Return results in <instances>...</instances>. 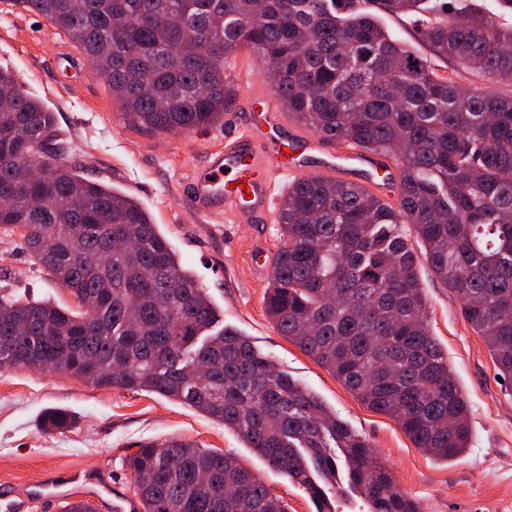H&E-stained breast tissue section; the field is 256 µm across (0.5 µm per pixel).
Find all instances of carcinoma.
Wrapping results in <instances>:
<instances>
[{"mask_svg":"<svg viewBox=\"0 0 512 512\" xmlns=\"http://www.w3.org/2000/svg\"><path fill=\"white\" fill-rule=\"evenodd\" d=\"M64 33L129 119L219 123L226 60L251 49L283 107L322 140L393 160L398 205L301 176L283 195L265 309L277 332L440 461L468 448L469 404L431 336L424 260L512 380V95L463 86L391 38L373 9L422 19L434 54L512 85V28L442 0H12ZM181 25L168 26V14ZM54 113L0 68V232L92 308L0 289V370L156 393L222 423L333 512L344 461L367 512H420L370 442L218 322L206 288L132 195L62 158ZM73 423L48 409L47 430ZM144 512H287L232 454L173 441L128 460Z\"/></svg>","mask_w":512,"mask_h":512,"instance_id":"cac0c4a2","label":"carcinoma"}]
</instances>
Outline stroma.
Returning <instances> with one entry per match:
<instances>
[{
    "label": "stroma",
    "mask_w": 512,
    "mask_h": 512,
    "mask_svg": "<svg viewBox=\"0 0 512 512\" xmlns=\"http://www.w3.org/2000/svg\"><path fill=\"white\" fill-rule=\"evenodd\" d=\"M384 28L426 58L437 73L484 86L477 73L437 56L411 16H381ZM0 65L15 70L27 91L54 112L63 157L84 176L111 181L150 212L154 223L213 297L223 326L248 336L256 350L299 379L349 426L366 437L399 489L422 512H512V382L498 381L482 339L461 317L455 298L427 265L418 275L428 297L429 328L466 393L471 439L466 452L439 463L415 448L398 424L361 404L342 383L280 336L266 315L264 294L279 248L276 213L264 223L240 221L232 209L202 212L187 200L191 179L226 137L242 131L253 111L282 106L267 65L242 49L229 61L236 89L218 125L159 133L133 124L80 50L34 12L0 0ZM73 304L70 292L33 264L20 235L0 234V289ZM62 407L77 419L63 432L39 426L45 409ZM183 440L242 458L288 512H314L302 488L273 471L223 425L154 393L94 387L63 374L19 369L0 374V491L24 494L48 475L85 471L111 481L115 495L135 500L126 466L142 445Z\"/></svg>",
    "instance_id": "1"
}]
</instances>
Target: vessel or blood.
<instances>
[{
  "mask_svg": "<svg viewBox=\"0 0 512 512\" xmlns=\"http://www.w3.org/2000/svg\"><path fill=\"white\" fill-rule=\"evenodd\" d=\"M292 150H314L319 143L302 136L289 143L268 139L260 127H247L245 133L225 142L223 149L211 153L203 173L191 183L190 204L201 211L234 207L237 214L249 219L266 214L272 205V178L299 174L300 167L283 154V146ZM323 166L329 170H358L371 181L391 182L396 177L392 167L357 149L325 152ZM64 493L53 480L36 484L29 496L6 499L0 512H26L31 500L50 506Z\"/></svg>",
  "mask_w": 512,
  "mask_h": 512,
  "instance_id": "vessel-or-blood-1",
  "label": "vessel or blood"
}]
</instances>
